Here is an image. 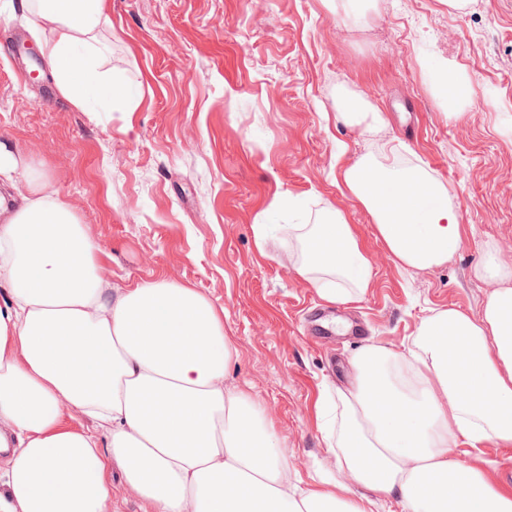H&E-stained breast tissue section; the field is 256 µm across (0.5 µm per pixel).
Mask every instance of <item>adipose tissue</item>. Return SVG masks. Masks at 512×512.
I'll list each match as a JSON object with an SVG mask.
<instances>
[{
  "mask_svg": "<svg viewBox=\"0 0 512 512\" xmlns=\"http://www.w3.org/2000/svg\"><path fill=\"white\" fill-rule=\"evenodd\" d=\"M108 0H21L45 33L58 89L76 106L123 104L90 49L108 24ZM448 116L473 101L455 65L431 74ZM345 190L403 267L444 265L462 245L447 189L397 145L341 171ZM297 272L323 298L365 294L372 265L345 214L298 224ZM102 250L23 154L0 143V447L13 449L0 512H105L110 462L153 512H371L349 481L399 501L403 512H512V489L491 483L477 449L512 447V266L488 253L496 282L483 314L457 308L422 322L407 354L380 345L355 357L356 381L337 397L335 445L347 481L294 483L277 435L251 398L224 387L236 349L222 314L195 289L159 279L112 293ZM74 410L106 439L64 421ZM474 451L452 458L458 441Z\"/></svg>",
  "mask_w": 512,
  "mask_h": 512,
  "instance_id": "1",
  "label": "adipose tissue"
}]
</instances>
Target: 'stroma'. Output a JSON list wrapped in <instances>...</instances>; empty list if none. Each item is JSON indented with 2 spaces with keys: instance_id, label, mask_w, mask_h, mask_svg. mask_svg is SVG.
<instances>
[{
  "instance_id": "stroma-1",
  "label": "stroma",
  "mask_w": 512,
  "mask_h": 512,
  "mask_svg": "<svg viewBox=\"0 0 512 512\" xmlns=\"http://www.w3.org/2000/svg\"><path fill=\"white\" fill-rule=\"evenodd\" d=\"M100 70L129 102L73 106L58 91L19 0H0V142L33 159L103 251L111 291L158 278L224 313L238 355L224 386L275 427L300 486L338 472L320 402L354 379L364 345L410 347L454 307L480 316L495 284L475 268L495 247L512 265V0H108ZM464 69L478 92L448 117L432 64ZM386 112L379 134L336 121L339 100ZM443 182L462 246L426 270L397 265L339 171L385 141ZM300 209L285 206V199ZM372 263L357 301L330 304L297 271L288 227L332 210ZM269 225L258 240L261 225Z\"/></svg>"
}]
</instances>
